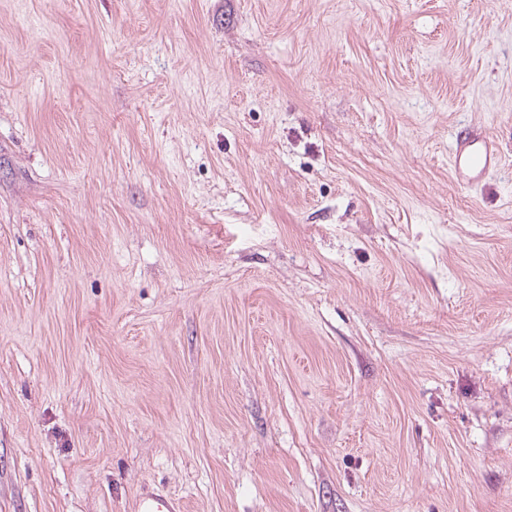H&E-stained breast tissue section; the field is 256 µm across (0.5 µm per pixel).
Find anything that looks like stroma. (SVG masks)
<instances>
[{
    "mask_svg": "<svg viewBox=\"0 0 512 512\" xmlns=\"http://www.w3.org/2000/svg\"><path fill=\"white\" fill-rule=\"evenodd\" d=\"M147 487L512 512V0H0V512ZM451 162L455 176L474 185L499 165L500 157L486 138L465 131L456 138Z\"/></svg>",
    "mask_w": 512,
    "mask_h": 512,
    "instance_id": "35a3bbf8",
    "label": "stroma"
}]
</instances>
